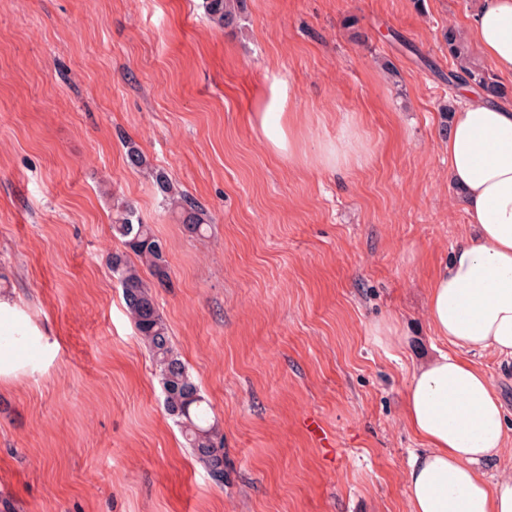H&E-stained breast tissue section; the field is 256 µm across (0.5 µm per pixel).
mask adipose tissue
I'll return each mask as SVG.
<instances>
[{
	"label": "adipose tissue",
	"instance_id": "adipose-tissue-1",
	"mask_svg": "<svg viewBox=\"0 0 512 512\" xmlns=\"http://www.w3.org/2000/svg\"><path fill=\"white\" fill-rule=\"evenodd\" d=\"M466 33L512 77V0H484ZM465 96L442 142L468 226L426 290L430 328L448 348L415 367L404 397L407 426L422 443L406 473L410 512H512V475L492 480L484 470L507 438L504 404L473 359H512V104L476 90ZM257 128L273 155L293 154L285 84L273 82Z\"/></svg>",
	"mask_w": 512,
	"mask_h": 512
}]
</instances>
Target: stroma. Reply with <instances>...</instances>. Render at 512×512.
<instances>
[{"label": "stroma", "instance_id": "1", "mask_svg": "<svg viewBox=\"0 0 512 512\" xmlns=\"http://www.w3.org/2000/svg\"><path fill=\"white\" fill-rule=\"evenodd\" d=\"M478 2L241 0L220 29L203 0H0V295L16 335L57 343L0 381V512H409L404 395L468 222L443 33ZM276 80L291 160L255 128ZM349 122L364 162L304 164ZM158 171L210 212L205 235L164 210ZM121 205L166 248L152 291L224 429L223 485L166 415L108 269ZM477 362L509 411L494 479L512 364Z\"/></svg>", "mask_w": 512, "mask_h": 512}]
</instances>
